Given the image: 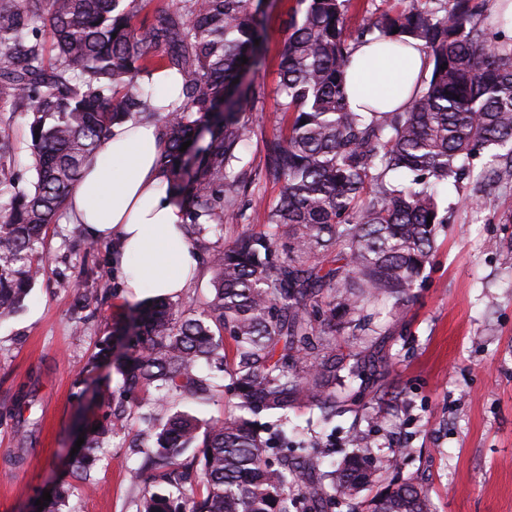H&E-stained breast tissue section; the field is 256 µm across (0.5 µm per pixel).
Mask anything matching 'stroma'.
Here are the masks:
<instances>
[{"label":"stroma","instance_id":"1","mask_svg":"<svg viewBox=\"0 0 512 512\" xmlns=\"http://www.w3.org/2000/svg\"><path fill=\"white\" fill-rule=\"evenodd\" d=\"M296 0H265L264 43L245 78L259 91L248 112L242 166L264 163V145L284 128L278 62ZM449 223L438 225L435 252L412 291L403 322L390 305L375 320L392 330L384 345L390 376L376 419L366 417L373 391L348 403L322 444L343 450L354 430L381 448H408L402 477L428 494L433 512H512V181L481 188L466 180L442 186ZM42 269L22 309L0 323V512H33L35 501L67 470L80 423L105 411L103 392L124 398L114 366L93 367L111 337L114 356L129 349L115 335L137 297H126L109 264L110 249L90 246L61 217L43 242ZM29 392L18 407L19 392ZM146 423L116 425L98 454L95 489L71 479V512H136L142 484L129 472Z\"/></svg>","mask_w":512,"mask_h":512}]
</instances>
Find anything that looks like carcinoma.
<instances>
[{
    "instance_id": "cac0c4a2",
    "label": "carcinoma",
    "mask_w": 512,
    "mask_h": 512,
    "mask_svg": "<svg viewBox=\"0 0 512 512\" xmlns=\"http://www.w3.org/2000/svg\"><path fill=\"white\" fill-rule=\"evenodd\" d=\"M436 2L401 0L352 36L350 0H297L280 59L288 133L266 139L256 174L281 184L279 199L254 197L267 210L265 230L211 248L208 237H224L248 189L239 170L244 103L257 92H240L234 80L257 63L262 0H170L140 26L138 0H0V109L25 114L34 171L29 187L16 184V144L0 128V320L23 306L39 273L42 231L66 213L112 124L151 112L142 77L165 69L179 85L161 117L163 167L169 190L186 203L188 242L207 251L212 284L187 308L152 298L114 331L135 338L118 366L123 392L154 390L138 408L140 420L156 424L155 441L141 449L133 477L149 470L162 490L143 494L137 512H325L336 498L348 512H431L409 480L358 502L383 469L365 433L352 436L337 462L309 442L270 457L276 442L288 444L284 427L296 410L317 411L326 427L355 384L386 377L382 329L368 310L390 301L404 319L435 227L448 223L438 187L512 178V38L491 34L512 18L491 16L487 0H450L443 9ZM381 39L418 42L430 74L404 111L353 112L351 57ZM483 153L477 171L472 160ZM343 332L345 354L336 345ZM229 357L235 402L227 417L173 411L213 397ZM262 412L281 422L277 438L263 436ZM130 415L119 402L83 426L71 476L91 482L113 421ZM68 492L61 481L42 512H63Z\"/></svg>"
}]
</instances>
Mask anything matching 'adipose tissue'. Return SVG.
Listing matches in <instances>:
<instances>
[{"label":"adipose tissue","instance_id":"adipose-tissue-1","mask_svg":"<svg viewBox=\"0 0 512 512\" xmlns=\"http://www.w3.org/2000/svg\"><path fill=\"white\" fill-rule=\"evenodd\" d=\"M427 65L419 44L380 41L354 53L348 71L347 105L406 108L413 82ZM164 130L154 118L113 125L112 132L83 171L68 200L72 223L95 243L116 242L112 266L133 291L150 288L162 295L184 291L200 272L189 246L184 206L168 193L161 159Z\"/></svg>","mask_w":512,"mask_h":512}]
</instances>
